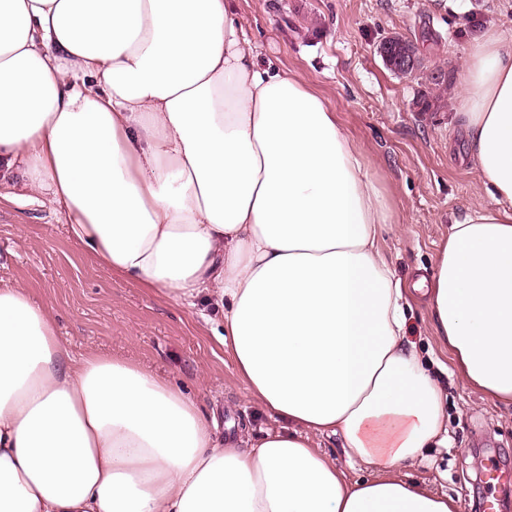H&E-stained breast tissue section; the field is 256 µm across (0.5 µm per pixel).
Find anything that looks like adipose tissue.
<instances>
[{
  "label": "adipose tissue",
  "mask_w": 512,
  "mask_h": 512,
  "mask_svg": "<svg viewBox=\"0 0 512 512\" xmlns=\"http://www.w3.org/2000/svg\"><path fill=\"white\" fill-rule=\"evenodd\" d=\"M234 3L0 0V163L109 272L213 302L273 422L251 447L222 439L180 386L74 357L0 287V512H461L401 472L448 444L447 394L406 341L413 291L461 380L512 404V33L484 31L459 75L491 202L408 287L361 150L297 73L258 62ZM314 443L322 452L336 458V462L347 472L351 478L367 477L368 473L362 471L358 465H349L343 455L341 439L339 436L315 437Z\"/></svg>",
  "instance_id": "ef3b65f1"
}]
</instances>
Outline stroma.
I'll use <instances>...</instances> for the list:
<instances>
[{"label": "stroma", "mask_w": 512, "mask_h": 512, "mask_svg": "<svg viewBox=\"0 0 512 512\" xmlns=\"http://www.w3.org/2000/svg\"><path fill=\"white\" fill-rule=\"evenodd\" d=\"M262 65L299 74L328 102L363 151L393 210L382 254L398 276L432 270L451 223L491 197L451 118L465 50L489 26L512 31V0H236ZM422 62L394 75L377 47L392 34ZM447 75L445 107L420 112L428 75ZM51 196L29 195L20 176L0 180V286L25 288L52 315L74 353L122 357L182 385L222 437L258 438L269 420L249 396L203 303L158 298L100 267L71 240ZM407 339L448 394V445L410 468L412 480L478 512L490 459L512 472V406L465 385L436 336L431 308L416 296Z\"/></svg>", "instance_id": "stroma-1"}]
</instances>
